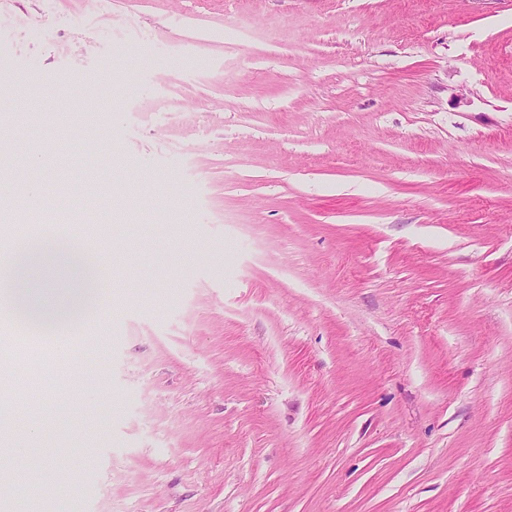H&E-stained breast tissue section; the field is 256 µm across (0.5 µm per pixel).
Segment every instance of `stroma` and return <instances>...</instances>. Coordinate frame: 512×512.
Here are the masks:
<instances>
[{
	"label": "stroma",
	"mask_w": 512,
	"mask_h": 512,
	"mask_svg": "<svg viewBox=\"0 0 512 512\" xmlns=\"http://www.w3.org/2000/svg\"><path fill=\"white\" fill-rule=\"evenodd\" d=\"M0 118L100 252L0 309V512H512V0H0Z\"/></svg>",
	"instance_id": "obj_1"
}]
</instances>
